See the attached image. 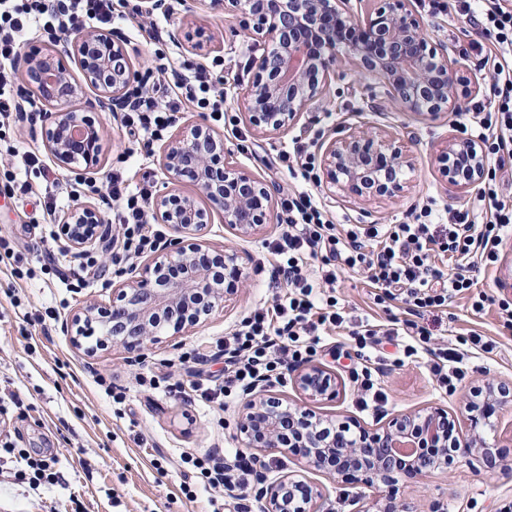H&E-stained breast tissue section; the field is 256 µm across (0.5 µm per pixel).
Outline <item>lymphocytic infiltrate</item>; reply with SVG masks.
Wrapping results in <instances>:
<instances>
[{"label":"lymphocytic infiltrate","instance_id":"lymphocytic-infiltrate-1","mask_svg":"<svg viewBox=\"0 0 512 512\" xmlns=\"http://www.w3.org/2000/svg\"><path fill=\"white\" fill-rule=\"evenodd\" d=\"M432 11L454 14L473 36L472 49L491 74L488 105L472 110L470 123L491 164L472 202L447 215L422 207L413 223L352 224L338 232L318 196L294 191L279 199L281 235L267 246L269 285L277 291L270 307L246 317L224 341L228 367L222 386L193 382L194 399L212 402L276 376L282 368L310 359L322 336L348 322L336 297L326 294L339 267L362 268L377 303L398 301L408 313L405 335L429 342L422 318L442 311L449 299L474 286L479 267L498 260L499 247L512 235V200L505 199L499 173L512 162V0H430ZM137 15L130 0H0V127L9 125L20 104L14 63L31 35L56 39L88 24L114 29ZM152 55L158 69H146L131 89L122 124L136 142L151 145L189 104L216 125L226 123L224 91L210 70L168 64L161 31H154ZM0 185L19 202L36 200L34 221L51 223L76 188L47 169L40 155L14 144L0 149ZM104 199L122 230V249L113 265L155 251L157 236L147 222L149 187L131 188L123 173L110 175Z\"/></svg>","mask_w":512,"mask_h":512}]
</instances>
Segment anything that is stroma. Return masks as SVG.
<instances>
[{
	"instance_id": "35a3bbf8",
	"label": "stroma",
	"mask_w": 512,
	"mask_h": 512,
	"mask_svg": "<svg viewBox=\"0 0 512 512\" xmlns=\"http://www.w3.org/2000/svg\"><path fill=\"white\" fill-rule=\"evenodd\" d=\"M411 6L422 17L432 43L447 44L450 55L462 54L467 59L468 94L460 96L458 111L436 119L389 103L378 111H366L367 101L380 85L342 62L324 100L314 104L297 125L285 134L258 137L240 106L241 92L252 76V52L239 20L211 13L198 4L188 7L178 0L170 13L141 14L136 25H121L113 36L127 44L141 71L150 63L149 28L153 25L178 32V42L169 45V55L176 63L208 67L214 58L223 59L224 106L234 121L222 134L231 164L278 190L312 189L337 224L409 223L422 206L442 212L473 200V193L460 191L441 176L434 154L447 138L463 134L465 110L490 100L486 73L479 67L476 52L468 48L461 22L444 12L430 13L423 0H412ZM92 118L103 135L98 179L118 169L131 185L147 180L154 194L163 193L165 177L157 164L160 142L145 149L129 140L113 113L96 112ZM359 122L393 133L405 144L413 168L406 173L408 186L400 196L360 204L329 194L324 179L312 184L301 174H289L272 163L276 153L291 147L293 138L307 139L315 146ZM32 210V205L0 194V236L15 244L23 258L22 269L35 267L47 249L60 262H68L73 252L63 237H51L47 225L25 223L24 213ZM279 231V224L273 221L262 234L241 238L223 224L209 225L207 244L234 249L247 267L246 282L206 322L188 335L148 347L137 363L129 362L117 347L86 355L72 345L66 331L69 316L87 301L111 299V286L120 276L110 265L108 251H100L97 276L77 294L53 281L18 279L0 270V447L9 444L32 449L62 476L55 484L19 483L14 479V463L1 460L0 512H261L262 504L252 488L229 492L202 486L195 482L192 467L183 462L186 456L201 457L214 448L226 459H234L242 448L236 422L244 394L221 402L190 403L180 389L193 381H223L225 337L239 329L254 308L272 302L266 245ZM511 275L512 236L504 239L495 265L477 274L480 292L493 296V304L477 313L468 298H452L431 326L440 344H460L474 332L496 343L490 353L467 350L455 393L439 389L432 381L426 350L403 356L402 349L410 339L401 336L382 344L379 379L389 396L386 412L361 410L356 404L354 376L361 359L355 342L345 334L324 337L313 357L339 379L336 398L305 401L285 375L271 382L270 389L288 403L307 406L325 419L356 423L369 430L380 429L395 415L439 406L455 416L460 435H468V401L487 382L512 381V327L504 323L496 304L500 298L512 299V289L501 286ZM335 296L356 321L386 325L407 317L400 302L376 304L372 287L356 270L338 273ZM49 310L58 311L59 316L44 333L33 319ZM101 374L123 389L124 404L113 403L98 386ZM250 454L260 461L268 479L292 473L316 484L322 492V512H367L370 506V489L349 479L305 471L296 455L256 448ZM498 454L494 470L461 458L444 471L404 474L386 494L400 512H434L439 506L447 512H502L504 505L512 503V445L503 444ZM185 485L191 486L193 498L182 493Z\"/></svg>"
}]
</instances>
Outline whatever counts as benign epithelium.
Segmentation results:
<instances>
[{
	"mask_svg": "<svg viewBox=\"0 0 512 512\" xmlns=\"http://www.w3.org/2000/svg\"><path fill=\"white\" fill-rule=\"evenodd\" d=\"M350 0H209V7L228 16L251 20L249 37L270 48L253 57V76L241 104L258 135L285 133L318 101L344 56L384 81L383 96L371 97L368 108L389 102L436 117L456 108L462 58L448 61V50L433 46L423 20L410 0H373L366 19L349 14ZM82 76L76 81L69 63ZM25 82L46 108L43 143L49 157L69 169L96 171L101 163L102 133L89 112H117L130 88L140 80L124 44L98 28L71 32L51 46L17 60ZM82 108L73 102L85 93ZM224 145L203 121L180 125L163 143L158 165L167 191L151 204V218L166 224L174 237L163 254L133 276L113 286L108 304L91 302L70 319L75 346L100 329L90 354L119 346L137 359L167 328L181 336L204 322L226 296L239 288L247 273L235 253L226 249L209 255L202 237L218 215L239 235L260 233L269 223L275 198L263 180L233 168H216ZM438 169L453 186L470 191L482 182L486 158L480 144L453 138L435 157ZM320 166L331 194L364 200L394 198L404 191L405 169L411 166L403 142L385 131L360 125L320 145ZM192 175L197 195L184 194L183 178ZM60 234L78 253L87 252L108 232L104 214L92 203L77 202L58 217ZM294 387L305 398L318 400L338 393L336 376L324 366L307 363L291 371ZM512 407V384L489 382L483 399L467 406L472 433L456 434L447 411L427 407L391 418L380 433L365 429L324 438L321 421L307 411L293 410L269 394L264 385L247 390L237 423L246 448L290 451L287 434L298 439L305 466L360 478L378 489L394 485L401 466L423 472L451 466L455 458L474 456L486 468L496 466L498 447L481 430L495 429L496 411ZM430 441L437 453L418 455L419 442ZM263 512H319V488L289 474L270 482L256 479Z\"/></svg>",
	"mask_w": 512,
	"mask_h": 512,
	"instance_id": "obj_1",
	"label": "benign epithelium"
}]
</instances>
